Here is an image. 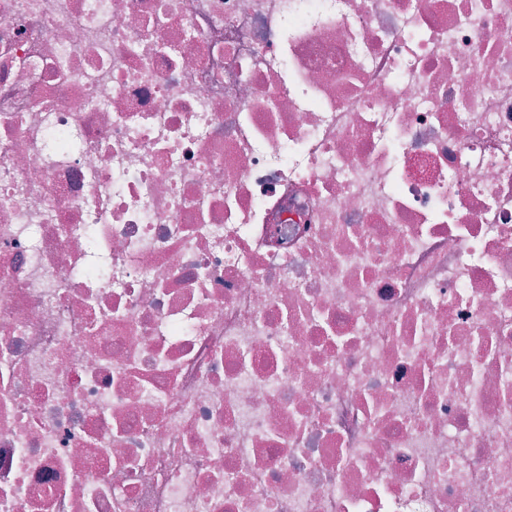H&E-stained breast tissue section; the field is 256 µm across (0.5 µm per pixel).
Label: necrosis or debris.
Segmentation results:
<instances>
[{
  "label": "necrosis or debris",
  "instance_id": "obj_1",
  "mask_svg": "<svg viewBox=\"0 0 512 512\" xmlns=\"http://www.w3.org/2000/svg\"><path fill=\"white\" fill-rule=\"evenodd\" d=\"M0 512H512V0H0Z\"/></svg>",
  "mask_w": 512,
  "mask_h": 512
}]
</instances>
